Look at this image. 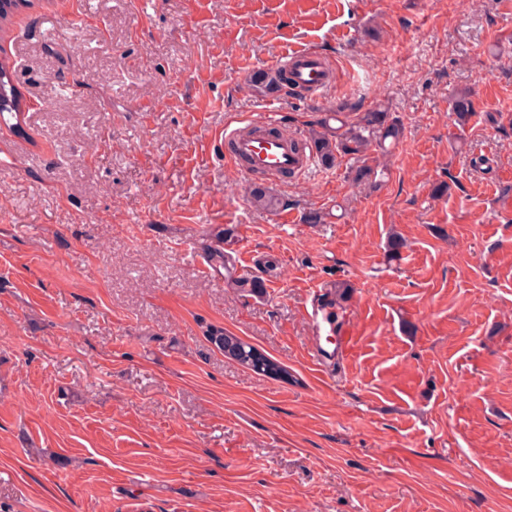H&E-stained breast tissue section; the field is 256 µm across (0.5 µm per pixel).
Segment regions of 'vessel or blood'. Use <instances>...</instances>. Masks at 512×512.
<instances>
[{"mask_svg": "<svg viewBox=\"0 0 512 512\" xmlns=\"http://www.w3.org/2000/svg\"><path fill=\"white\" fill-rule=\"evenodd\" d=\"M282 60L292 71V81L301 90L310 92L322 89L327 83L325 58L312 47H290L284 50ZM269 111L264 120L270 135L257 138L250 135L251 121H239L236 126L225 127L219 142L224 147V158L233 166H245L247 172H262L275 178L290 172L303 177L310 173L313 158L300 156L293 146L291 136L276 132V114L283 109L281 98L267 99Z\"/></svg>", "mask_w": 512, "mask_h": 512, "instance_id": "obj_1", "label": "vessel or blood"}]
</instances>
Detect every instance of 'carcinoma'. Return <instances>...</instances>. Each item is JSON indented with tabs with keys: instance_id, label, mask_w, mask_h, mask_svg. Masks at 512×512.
Returning <instances> with one entry per match:
<instances>
[{
	"instance_id": "1",
	"label": "carcinoma",
	"mask_w": 512,
	"mask_h": 512,
	"mask_svg": "<svg viewBox=\"0 0 512 512\" xmlns=\"http://www.w3.org/2000/svg\"><path fill=\"white\" fill-rule=\"evenodd\" d=\"M288 85V66L283 65L276 70L255 73L249 80L251 89L259 94L278 91ZM22 96L14 85L11 74L0 61V116L5 112L22 111ZM459 122L464 123L474 111V104L466 92L457 94L450 103ZM355 112L352 121L341 118V113L334 117H319L309 123L305 139L301 140L303 151L312 153L314 159L330 166L341 157H350L359 162L352 169V181L358 186H372L377 183V168L370 164L373 149L385 148L386 141L398 142L402 137V126L397 119L381 107L358 111L355 105L349 106ZM338 122L333 126L331 121ZM250 203L257 209L276 211L285 202L264 184L254 185L249 193ZM216 242L205 248L209 265L216 271L224 270V281L227 285L238 288L246 294L256 297L264 293L265 282L280 277L279 263L268 255L255 260L257 273L251 276L237 274L232 245L235 243V232L225 228L215 235ZM335 298L327 302L331 308L341 307V303L350 297L352 285L346 281H338L333 285ZM206 341L224 358L233 361L254 374L276 381L288 382L292 374L288 366L246 342L239 336L230 333L220 326H209L205 331Z\"/></svg>"
}]
</instances>
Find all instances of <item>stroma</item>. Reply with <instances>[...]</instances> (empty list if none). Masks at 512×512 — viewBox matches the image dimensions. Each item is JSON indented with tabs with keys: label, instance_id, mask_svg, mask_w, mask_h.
Returning <instances> with one entry per match:
<instances>
[{
	"label": "stroma",
	"instance_id": "stroma-1",
	"mask_svg": "<svg viewBox=\"0 0 512 512\" xmlns=\"http://www.w3.org/2000/svg\"><path fill=\"white\" fill-rule=\"evenodd\" d=\"M291 44L337 73L292 133L347 101L403 136L375 187L317 164L270 213L216 139ZM0 59L31 106L0 133V512H512V0H32ZM227 227L239 273L278 259L264 297L207 265ZM206 341L225 359L233 361L254 374L288 383L292 374L288 366L246 342L239 336L227 332L220 326H209L205 331Z\"/></svg>",
	"mask_w": 512,
	"mask_h": 512
}]
</instances>
